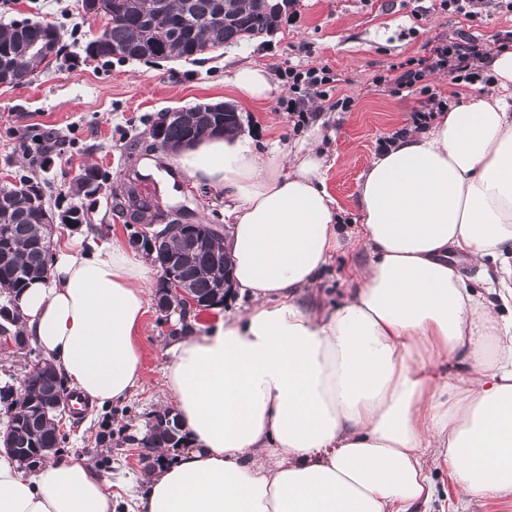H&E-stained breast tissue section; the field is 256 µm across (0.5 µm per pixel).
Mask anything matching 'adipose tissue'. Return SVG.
<instances>
[{"label":"adipose tissue","instance_id":"obj_1","mask_svg":"<svg viewBox=\"0 0 512 512\" xmlns=\"http://www.w3.org/2000/svg\"><path fill=\"white\" fill-rule=\"evenodd\" d=\"M488 71V90L373 159L353 233L370 260L335 302L317 284L341 208L316 143L290 162L236 134L178 149L224 197L242 307L168 338L188 445L142 474L137 512H413L434 494L431 457L472 498L512 497V51ZM155 273L118 238L62 234L49 279L16 300L43 364L90 405L141 381ZM0 512L114 510L93 463L59 454L29 473L1 452Z\"/></svg>","mask_w":512,"mask_h":512}]
</instances>
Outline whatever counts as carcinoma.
<instances>
[{
    "mask_svg": "<svg viewBox=\"0 0 512 512\" xmlns=\"http://www.w3.org/2000/svg\"><path fill=\"white\" fill-rule=\"evenodd\" d=\"M96 12L106 20L100 30L102 43L97 57H118L122 60L170 59L186 60L193 54L206 49L221 48L224 45L242 41V33L259 35L276 26L279 17L269 8L271 0H228L230 8L224 14V25L208 30L193 31L192 21L197 16L212 12L215 0H170L168 12L174 17L182 18L179 27L154 23L147 19L150 0H96ZM57 35L56 28L37 22L21 21L0 27V64L5 65L14 84H23L30 80L36 68L45 60L33 48V42L40 38L53 41ZM237 119L225 121L218 119L209 106H197L183 109L179 117L165 126L161 135L171 147L178 148L184 144L222 130L224 134L236 131ZM95 180L101 186L106 181V174L94 166H88L77 176V190L83 196H90L88 182ZM43 192V188L22 176L18 181L0 186V225L7 228V237L0 236V242L7 246L9 259L0 262V288L7 294L18 293L30 281L40 277L49 269V253L39 250L34 245L37 226L47 223L46 215L39 205L31 203V195ZM154 203L152 196L129 189L123 197L116 199L112 211L118 218L139 214L151 217ZM213 255L201 251L184 256L181 276L196 288L199 298L224 302V288L212 269L214 259L224 260L223 241H218ZM181 240L175 236L156 245L155 258L163 259L173 253H181ZM48 392H55L69 397L64 378L55 369L49 367L27 376L24 386V399L36 403ZM66 439L53 424L34 419L21 426V434L8 425L3 433L6 449L17 459L26 450L40 449L47 456L51 449L59 447ZM184 439L178 417L171 422L150 430L140 440L145 448H177Z\"/></svg>",
    "mask_w": 512,
    "mask_h": 512,
    "instance_id": "carcinoma-1",
    "label": "carcinoma"
}]
</instances>
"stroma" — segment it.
I'll return each instance as SVG.
<instances>
[{
	"instance_id": "obj_1",
	"label": "stroma",
	"mask_w": 512,
	"mask_h": 512,
	"mask_svg": "<svg viewBox=\"0 0 512 512\" xmlns=\"http://www.w3.org/2000/svg\"><path fill=\"white\" fill-rule=\"evenodd\" d=\"M21 20L56 26L66 59L59 66H38L25 84L0 86V185L26 175L40 183L53 211L83 207L86 220L80 234L125 240L132 229L112 212L111 199L147 158L158 161L148 184L165 204L187 208L198 224L224 221L220 194L192 185L166 162L164 152L152 149L150 131L160 112L229 103L238 112L242 130L255 132L261 142H277L289 157L302 141L320 140L329 165L325 184L349 227L357 221L359 186L372 159L395 132L411 129L414 112L425 106L428 96L460 104L479 92L475 86L454 84L447 72L438 70L425 78L424 94L391 92L375 85V77L407 59L425 56L436 39L466 34L492 51L498 39L512 31V12L499 11L492 0H485L474 20L442 10L439 0H297L272 35L193 61H106L88 59L84 52L102 21L87 18L80 0H13L11 7L0 9V25ZM287 62L329 67L338 79L335 98L350 99L351 108L334 110L313 99L308 103L309 121L295 126L283 105L288 92L281 83L269 100L240 103L230 82L235 67L260 66L274 73ZM45 130L56 132L57 145L49 162L40 165L23 156L20 143L22 136ZM90 165L109 180L106 189L88 199L75 194L74 180ZM368 260L364 248L344 241L322 288L340 296L348 270ZM181 320L178 310L164 315L149 306L138 336L142 379L131 396L111 408L86 411L82 419H64L67 438L60 453L94 462L112 484L116 512H132V484L146 466L143 448L127 443V436L143 437L155 415L169 407L163 343Z\"/></svg>"
}]
</instances>
